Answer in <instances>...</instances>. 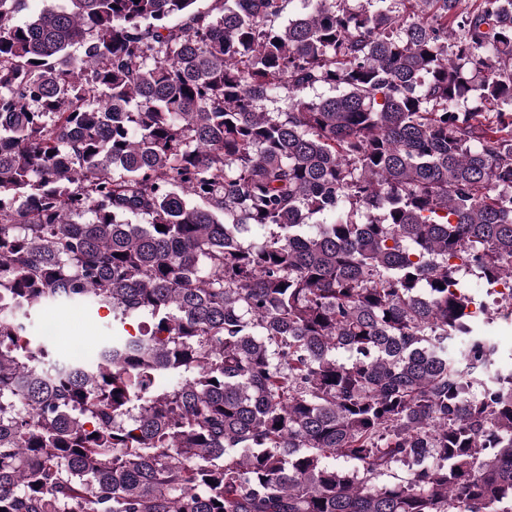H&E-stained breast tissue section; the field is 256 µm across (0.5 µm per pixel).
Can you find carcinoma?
<instances>
[{"label": "carcinoma", "instance_id": "carcinoma-1", "mask_svg": "<svg viewBox=\"0 0 512 512\" xmlns=\"http://www.w3.org/2000/svg\"><path fill=\"white\" fill-rule=\"evenodd\" d=\"M67 2L0 0V512H512V0ZM460 278L465 288H467L469 294L472 295L476 300L486 303V305L491 308L492 313L493 308H496L493 305L495 295L489 294V286L483 281V279H481L478 274H465L463 272H461ZM106 310H79L69 308H50L33 313L30 318L31 330L35 336H44L42 327L45 322H52L57 327V345L59 351L68 355L70 349H86L103 336H107L112 327L108 324ZM494 327L495 336H493V338L499 345L503 365L510 369L512 366V359H510V355L512 354V324L496 322L494 323Z\"/></svg>", "mask_w": 512, "mask_h": 512}]
</instances>
